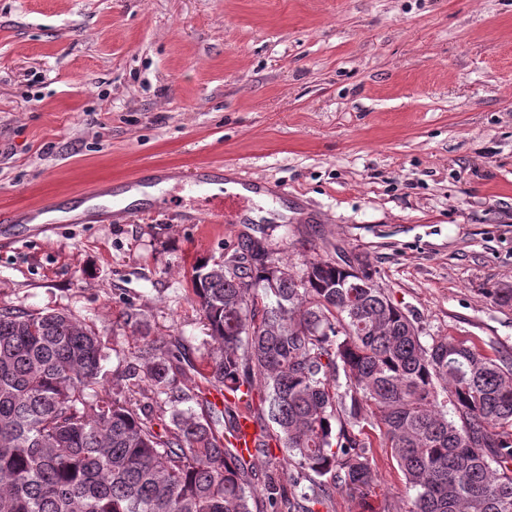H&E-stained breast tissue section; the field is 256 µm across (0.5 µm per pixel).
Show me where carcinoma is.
Returning a JSON list of instances; mask_svg holds the SVG:
<instances>
[{
  "instance_id": "carcinoma-1",
  "label": "carcinoma",
  "mask_w": 512,
  "mask_h": 512,
  "mask_svg": "<svg viewBox=\"0 0 512 512\" xmlns=\"http://www.w3.org/2000/svg\"><path fill=\"white\" fill-rule=\"evenodd\" d=\"M192 302L203 368L183 337L149 339L112 395L86 323L0 308V512H252L260 494L313 512L332 487L376 512V432L415 491L408 512H512V355L425 344L363 260L293 271L258 240L199 263ZM179 376L227 393L223 408H177ZM257 382L299 468L288 490L228 440ZM310 472L329 483L303 485Z\"/></svg>"
}]
</instances>
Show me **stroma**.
<instances>
[{
    "mask_svg": "<svg viewBox=\"0 0 512 512\" xmlns=\"http://www.w3.org/2000/svg\"><path fill=\"white\" fill-rule=\"evenodd\" d=\"M240 166L320 218L186 224L170 181L126 224L0 233V308L70 311L116 381L143 345L185 336L203 260L266 240L288 267L363 257L421 336L512 354V0H0V213L95 192L154 165ZM376 504L411 497L388 449Z\"/></svg>",
    "mask_w": 512,
    "mask_h": 512,
    "instance_id": "1",
    "label": "stroma"
}]
</instances>
